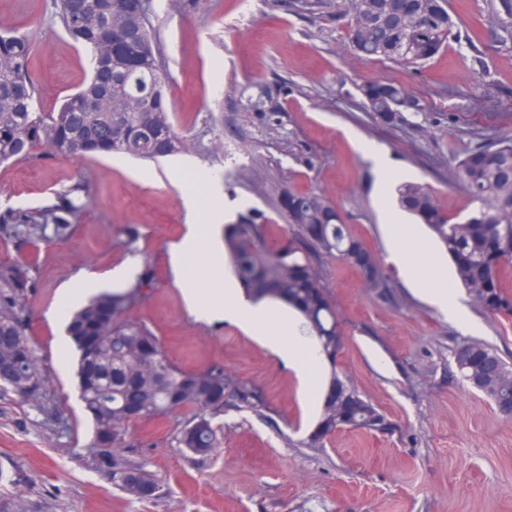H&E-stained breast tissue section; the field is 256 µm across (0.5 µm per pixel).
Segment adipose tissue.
I'll list each match as a JSON object with an SVG mask.
<instances>
[{
	"instance_id": "adipose-tissue-1",
	"label": "adipose tissue",
	"mask_w": 512,
	"mask_h": 512,
	"mask_svg": "<svg viewBox=\"0 0 512 512\" xmlns=\"http://www.w3.org/2000/svg\"><path fill=\"white\" fill-rule=\"evenodd\" d=\"M199 238L196 229L176 243L171 250V263L191 314L200 321H228L238 325L258 338L281 360L286 362L305 385L306 397L310 404H318L321 384L316 377L321 357L316 341L300 334L281 338L266 329L268 314L266 309L235 295L232 289H225L220 302L200 299L195 282L184 276V265L189 256L198 248Z\"/></svg>"
}]
</instances>
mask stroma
Returning <instances> with one entry per match:
<instances>
[{"label": "stroma", "instance_id": "35a3bbf8", "mask_svg": "<svg viewBox=\"0 0 512 512\" xmlns=\"http://www.w3.org/2000/svg\"><path fill=\"white\" fill-rule=\"evenodd\" d=\"M52 0H0V26L31 33V76L44 110L59 105L89 75L88 55L50 20ZM490 0H449L460 34L419 69L366 63L345 45L334 7L310 14L298 0H153L168 97L190 151L142 162L124 157H38L0 167V203L33 206L77 178L87 184L81 223L66 241L41 250L35 288L23 302L29 334L51 378L53 400L41 403L0 390V499L22 512H512V421L468 386L451 353L480 341L512 363V319L472 306L458 287L446 251L425 225L397 205V187L426 184L448 216L466 214L469 197L451 175L473 131L496 123L512 134V40L486 24ZM282 78L292 92L282 123L243 121L241 94L258 80ZM390 82L415 91L430 110V133L387 126L368 112L360 87ZM389 163L380 174L363 145ZM219 179L220 200L207 190ZM315 192L335 204L355 237L378 256L388 296L366 288L356 269L333 258L323 283L345 333L330 372L350 380L397 423L390 435L343 429L323 447L304 441L321 413L309 410L296 375L239 326L197 321L170 262L186 233L185 187L202 209L220 207L225 222L258 208L276 216V186ZM424 278L446 285L467 306L463 328L431 305L389 255L388 225ZM140 233L136 251L125 231ZM222 224L205 228L190 272L207 300L233 282L222 250ZM151 266L155 286L132 311L159 337L179 368L223 365L255 385L267 415L226 403L218 446L207 455L176 447L184 413L129 426L128 447L162 481L139 500L107 484L88 463L92 424L76 388L72 348L54 316L61 289L84 273L126 264Z\"/></svg>", "mask_w": 512, "mask_h": 512}]
</instances>
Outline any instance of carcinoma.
<instances>
[{
	"instance_id": "obj_1",
	"label": "carcinoma",
	"mask_w": 512,
	"mask_h": 512,
	"mask_svg": "<svg viewBox=\"0 0 512 512\" xmlns=\"http://www.w3.org/2000/svg\"><path fill=\"white\" fill-rule=\"evenodd\" d=\"M346 21V40L366 62L418 67L456 37L448 0H333ZM152 0H53L52 20L90 54L91 75L50 112L39 106L30 77L35 42L27 34L0 30V166L39 155L88 159L121 154L143 161L186 152L191 141L175 128L166 94L169 78L160 68ZM488 27L499 40L512 39V0H491ZM245 97V121L278 126L290 89L278 80L258 81ZM368 111L390 125L408 124L429 133L427 106L403 86L367 82L360 87ZM479 140L463 153L455 176L478 207L453 220L437 205L427 186L407 182L397 189L401 210L426 225L448 252L455 279L474 302L488 296L485 314L512 318V292L503 284L512 258V136L490 126L473 133ZM87 186L76 179L37 206L0 205V237L25 248L22 262L0 265V383L30 398L48 399L50 381L28 335L22 298L36 285L35 257L41 246L69 239L84 213ZM297 207L280 211L291 236L269 248L272 219L251 209L224 225V255L247 299L281 302L304 320L320 354L336 360L345 337L322 280L317 260L330 257L356 268L364 286L385 294L386 278L376 255L353 236L335 207L320 194L283 188ZM155 274L149 266L116 291L91 296L68 315L65 332L76 354L79 398L93 425L88 463L107 483L138 499H149L160 479L127 451L130 424L190 411L175 439L178 447L205 455L217 445L215 421L224 416L226 393L258 414L269 406L259 390L213 364L184 371L166 357L159 338L130 312L146 297ZM453 361L467 384L498 409L512 406V367L483 343L453 350ZM329 383L348 394L349 414L323 408L317 429L307 437L320 448L341 428L391 434L397 425L351 383L333 374Z\"/></svg>"
}]
</instances>
